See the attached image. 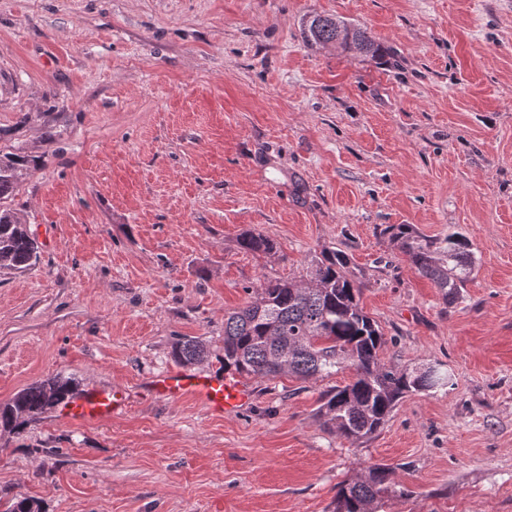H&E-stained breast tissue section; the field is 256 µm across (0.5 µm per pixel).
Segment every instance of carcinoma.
Returning <instances> with one entry per match:
<instances>
[{"mask_svg": "<svg viewBox=\"0 0 512 512\" xmlns=\"http://www.w3.org/2000/svg\"><path fill=\"white\" fill-rule=\"evenodd\" d=\"M306 44L336 43L378 61L387 50L363 29L329 16L303 22ZM24 155L0 158V200L14 191ZM407 257L414 271L429 279L445 301L458 298L476 263L469 236L452 231L442 238L418 233L410 224H390L383 230ZM239 247L252 254L274 255L278 243L259 233L245 232ZM38 246L21 218L0 208V270L24 272L38 262ZM348 255L324 249L311 260L305 277L266 278L241 308L224 315V373L240 377L274 378L291 374L302 379L329 376L349 369L351 377L321 396L317 415L322 426L351 442L376 433L397 404L414 393L436 392L451 385V373L441 365L409 370L380 357L384 344L377 323L360 303L363 283L349 271ZM208 356L196 337L179 339L175 362L198 363ZM71 378L36 382L7 403L0 404V431L18 433L47 411L65 403L75 392ZM413 491L397 480L387 464H374L354 479L336 486L333 512H380L385 499L409 498ZM6 512H43L33 499L19 498Z\"/></svg>", "mask_w": 512, "mask_h": 512, "instance_id": "cac0c4a2", "label": "carcinoma"}]
</instances>
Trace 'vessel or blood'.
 <instances>
[{"label":"vessel or blood","instance_id":"b4317fda","mask_svg":"<svg viewBox=\"0 0 512 512\" xmlns=\"http://www.w3.org/2000/svg\"><path fill=\"white\" fill-rule=\"evenodd\" d=\"M149 388L152 393L170 399L195 398L209 410L220 414L240 412L253 397L248 384L218 372L203 374L169 370L153 378ZM126 404L127 397L123 392L94 389L69 401L60 414L66 418L99 420L111 417Z\"/></svg>","mask_w":512,"mask_h":512}]
</instances>
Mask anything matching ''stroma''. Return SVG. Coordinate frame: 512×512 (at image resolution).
I'll return each instance as SVG.
<instances>
[{
    "instance_id": "stroma-1",
    "label": "stroma",
    "mask_w": 512,
    "mask_h": 512,
    "mask_svg": "<svg viewBox=\"0 0 512 512\" xmlns=\"http://www.w3.org/2000/svg\"><path fill=\"white\" fill-rule=\"evenodd\" d=\"M365 29L379 66L307 46L303 18ZM1 204L39 247L0 271V403L53 376L127 408L50 410L0 434V505L44 512H332L385 463L414 495L383 512H512V0H0ZM465 231L477 262L446 303L381 231ZM275 239L271 257L242 232ZM345 251L384 360L441 362L371 438L321 427L349 371L250 379L233 416L145 392L178 337L218 369L224 314L260 280ZM27 163V157L19 154L0 158V202L14 191ZM238 244L242 250L252 254L274 255L279 251V245L273 238L259 233H243ZM127 404V396L112 389L88 390L69 401L61 410L65 418L99 420L112 416Z\"/></svg>"
}]
</instances>
